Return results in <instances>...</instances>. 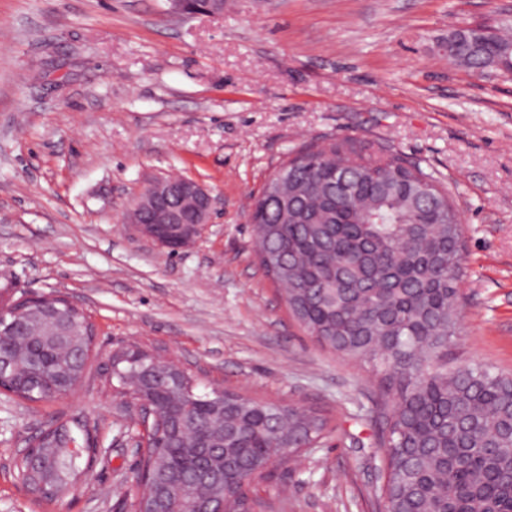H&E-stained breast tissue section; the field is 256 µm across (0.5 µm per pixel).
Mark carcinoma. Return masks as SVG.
I'll return each instance as SVG.
<instances>
[{
  "label": "carcinoma",
  "mask_w": 512,
  "mask_h": 512,
  "mask_svg": "<svg viewBox=\"0 0 512 512\" xmlns=\"http://www.w3.org/2000/svg\"><path fill=\"white\" fill-rule=\"evenodd\" d=\"M222 7L221 0H186L185 13ZM445 56L501 70L512 61V32L503 24L450 31ZM255 204L268 205V219L253 225L254 250L289 314L323 347L368 363L379 378L372 446L386 462L385 512H512V374L448 363L464 277L463 226L449 188L397 154L366 159L345 137L288 157ZM149 364L148 352L123 351L108 382L121 397L138 390L160 405L150 444L161 476L201 460H238L253 472L316 447L327 428L314 410L230 392L219 410L188 373L174 387L128 382ZM87 366V357L64 353L41 373L8 370L0 386L27 401L50 400L47 381L72 390ZM88 434L77 419L50 423L36 453L56 468L41 473L25 458L17 476L40 500L55 502L82 472L67 445ZM242 478L227 469L224 484L209 488L224 512H244ZM157 493L173 512L200 505L190 482L148 489Z\"/></svg>",
  "instance_id": "carcinoma-1"
}]
</instances>
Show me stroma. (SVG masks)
Listing matches in <instances>:
<instances>
[{"label":"stroma","instance_id":"35a3bbf8","mask_svg":"<svg viewBox=\"0 0 512 512\" xmlns=\"http://www.w3.org/2000/svg\"><path fill=\"white\" fill-rule=\"evenodd\" d=\"M512 23V0H0V299L60 292L89 311L90 368L166 349L201 386L320 410L329 432L252 497L275 512H375L376 382L323 350L260 268L251 197L306 144L355 138L451 188L465 234L457 357L512 372V73L449 63V31ZM167 174L219 208L191 246L123 222ZM81 419L101 459L48 504L16 480L34 431ZM125 405L85 378L68 397L0 395V512H126L139 457Z\"/></svg>","mask_w":512,"mask_h":512}]
</instances>
